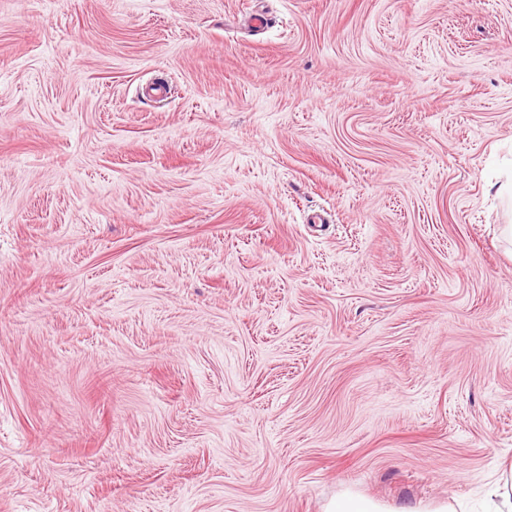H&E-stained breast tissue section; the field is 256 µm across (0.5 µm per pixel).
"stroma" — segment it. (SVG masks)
I'll list each match as a JSON object with an SVG mask.
<instances>
[{
	"label": "stroma",
	"instance_id": "35a3bbf8",
	"mask_svg": "<svg viewBox=\"0 0 512 512\" xmlns=\"http://www.w3.org/2000/svg\"><path fill=\"white\" fill-rule=\"evenodd\" d=\"M511 158L512 0H0V512L478 507ZM325 512H388L374 500L345 492L332 500Z\"/></svg>",
	"mask_w": 512,
	"mask_h": 512
}]
</instances>
